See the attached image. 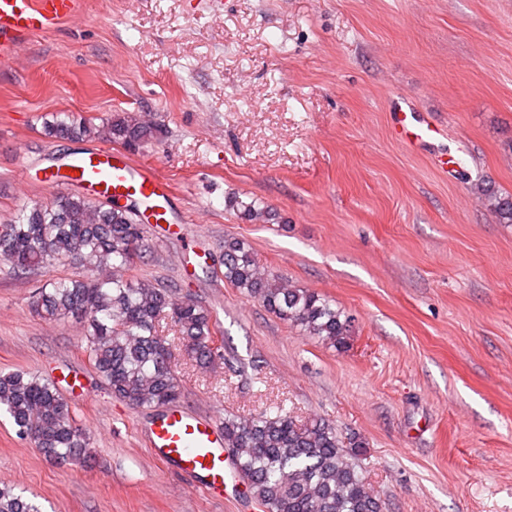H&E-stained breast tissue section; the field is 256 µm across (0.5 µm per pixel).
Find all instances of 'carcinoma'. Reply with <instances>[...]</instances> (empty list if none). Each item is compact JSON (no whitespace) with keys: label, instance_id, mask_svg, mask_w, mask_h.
Returning a JSON list of instances; mask_svg holds the SVG:
<instances>
[{"label":"carcinoma","instance_id":"carcinoma-1","mask_svg":"<svg viewBox=\"0 0 512 512\" xmlns=\"http://www.w3.org/2000/svg\"><path fill=\"white\" fill-rule=\"evenodd\" d=\"M156 128L135 113L103 125L57 113L47 123L56 139H106L129 148L154 137ZM499 222L512 224V194L479 190ZM142 232L133 205L93 201L62 193L49 203L31 202L0 224V263L31 272L55 265L82 269L78 278L59 277L38 287L31 308L50 321L87 323V351L112 394L136 407H163L181 399L178 357L200 366L224 358L213 346L216 324L199 303L146 278L122 271L143 258ZM224 280L257 299L306 336L342 345L349 320L327 298L293 288L255 262L250 246L224 240ZM168 325L173 336L163 334ZM17 434L33 441L57 465L87 458L89 438L76 423L54 383L31 371H0V411ZM224 445L265 512H385L366 482L355 449L322 419L299 422L281 409L274 414H227ZM0 512H41L20 494L0 489Z\"/></svg>","mask_w":512,"mask_h":512}]
</instances>
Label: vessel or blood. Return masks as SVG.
<instances>
[{"instance_id": "b4317fda", "label": "vessel or blood", "mask_w": 512, "mask_h": 512, "mask_svg": "<svg viewBox=\"0 0 512 512\" xmlns=\"http://www.w3.org/2000/svg\"><path fill=\"white\" fill-rule=\"evenodd\" d=\"M80 0H0V67H11L25 44L76 18ZM392 134L407 142H430L438 128L420 120L415 108L395 105ZM67 182L106 200L144 204L147 223L164 224L171 210L172 185L154 170L134 163L123 151L101 147L75 156ZM149 444L160 461L201 481L210 496H221L229 469L221 427L210 418L173 410L153 421Z\"/></svg>"}]
</instances>
